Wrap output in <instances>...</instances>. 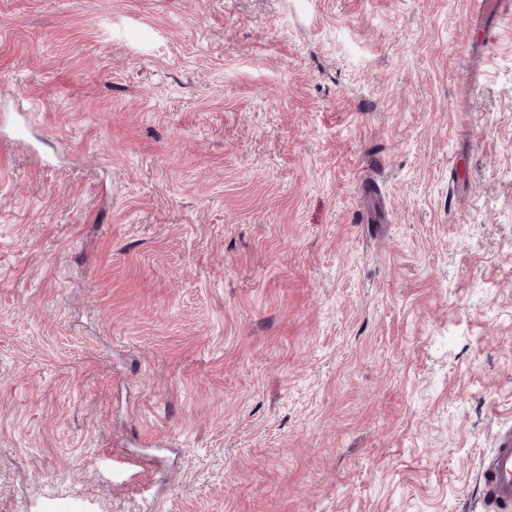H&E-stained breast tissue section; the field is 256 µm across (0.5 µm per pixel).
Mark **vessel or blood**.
<instances>
[{
  "instance_id": "vessel-or-blood-1",
  "label": "vessel or blood",
  "mask_w": 512,
  "mask_h": 512,
  "mask_svg": "<svg viewBox=\"0 0 512 512\" xmlns=\"http://www.w3.org/2000/svg\"><path fill=\"white\" fill-rule=\"evenodd\" d=\"M482 505L489 512H512V428L498 432L493 450L479 466Z\"/></svg>"
}]
</instances>
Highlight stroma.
Returning a JSON list of instances; mask_svg holds the SVG:
<instances>
[{"label": "stroma", "instance_id": "stroma-1", "mask_svg": "<svg viewBox=\"0 0 512 512\" xmlns=\"http://www.w3.org/2000/svg\"><path fill=\"white\" fill-rule=\"evenodd\" d=\"M496 24L0 0V512H484L512 426ZM479 480L483 507L512 508V428L498 432L495 448L482 457Z\"/></svg>", "mask_w": 512, "mask_h": 512}]
</instances>
